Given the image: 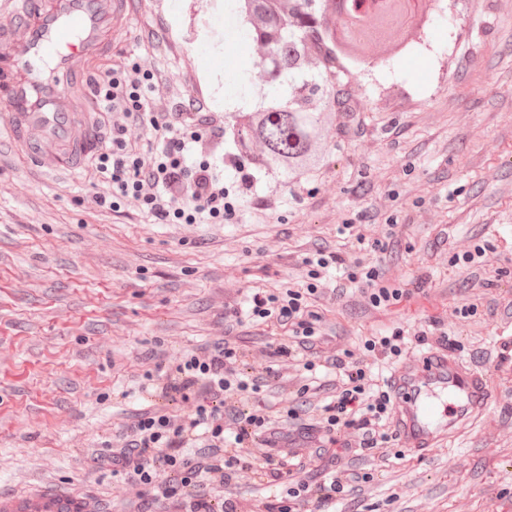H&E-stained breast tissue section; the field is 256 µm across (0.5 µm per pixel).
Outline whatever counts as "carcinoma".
<instances>
[{
  "label": "carcinoma",
  "mask_w": 512,
  "mask_h": 512,
  "mask_svg": "<svg viewBox=\"0 0 512 512\" xmlns=\"http://www.w3.org/2000/svg\"><path fill=\"white\" fill-rule=\"evenodd\" d=\"M238 0L245 37L268 54L253 68L265 84L288 78V91L247 112L224 117L239 158L289 178L320 168L330 151L340 93L331 72L336 52L358 61L384 60L421 28L432 0Z\"/></svg>",
  "instance_id": "cac0c4a2"
}]
</instances>
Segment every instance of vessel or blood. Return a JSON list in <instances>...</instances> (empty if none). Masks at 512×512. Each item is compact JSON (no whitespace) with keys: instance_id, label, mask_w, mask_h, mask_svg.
Instances as JSON below:
<instances>
[{"instance_id":"obj_1","label":"vessel or blood","mask_w":512,"mask_h":512,"mask_svg":"<svg viewBox=\"0 0 512 512\" xmlns=\"http://www.w3.org/2000/svg\"><path fill=\"white\" fill-rule=\"evenodd\" d=\"M140 0H0V131L28 148L48 174L81 167L99 142L89 113L70 87L92 61L112 51ZM393 426L402 445L427 454L449 431L483 415L493 386L488 373L449 351L413 357L390 381ZM94 499L50 484L0 495V512H93Z\"/></svg>"}]
</instances>
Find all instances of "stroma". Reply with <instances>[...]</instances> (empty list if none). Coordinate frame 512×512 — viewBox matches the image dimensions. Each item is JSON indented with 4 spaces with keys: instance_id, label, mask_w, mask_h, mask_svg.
<instances>
[{
    "instance_id": "stroma-1",
    "label": "stroma",
    "mask_w": 512,
    "mask_h": 512,
    "mask_svg": "<svg viewBox=\"0 0 512 512\" xmlns=\"http://www.w3.org/2000/svg\"><path fill=\"white\" fill-rule=\"evenodd\" d=\"M130 62L164 74L156 111L201 92L210 111L252 108L254 58L224 0H143L91 74ZM343 102L326 164L302 180L258 170L251 187L225 168L235 211L221 224H150L135 209L100 211L89 168L47 179L24 149L0 143V494L43 484L99 500L142 488L92 458L146 407L143 376L224 335V311L250 289L304 281L305 253L342 249V224L383 237L388 279H429L389 310L355 289L324 300L321 355L360 353L400 326L448 333L488 372L486 415L427 455L365 450L354 431L335 456L301 444L306 477L372 473L335 512H512V0H454L425 44L389 63L336 68ZM368 98L369 107L359 105ZM490 244L482 263L452 257ZM478 306L463 319L455 309Z\"/></svg>"
}]
</instances>
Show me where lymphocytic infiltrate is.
I'll return each mask as SVG.
<instances>
[{"instance_id":"lymphocytic-infiltrate-1","label":"lymphocytic infiltrate","mask_w":512,"mask_h":512,"mask_svg":"<svg viewBox=\"0 0 512 512\" xmlns=\"http://www.w3.org/2000/svg\"><path fill=\"white\" fill-rule=\"evenodd\" d=\"M153 78L134 65L102 71L93 79L99 121L108 128L91 160L104 184L96 203L116 212L123 202H135L152 224L223 221L232 209L230 191L211 153L224 142V122L208 112L203 98L193 95L174 110L154 111L142 93ZM396 235L391 224L381 240L351 234L347 252L319 248L306 253V283L254 289L246 308L229 310L235 325L274 328L264 376L242 372L245 352L228 335L145 373L148 395L181 401L184 410L177 415L155 408L134 410L121 447L93 458L95 464L111 466L113 473L129 475L151 489L150 498L137 503L133 512H153L157 506L166 512H241L239 500L229 494L222 508H215L210 492L217 485L229 487L242 472L275 487L263 512H324L329 504L353 495L358 483L369 481L368 473L354 472L310 484L295 476L292 460L278 455L276 448L292 425L316 434L325 450L335 447L338 433L347 429L360 431V446L366 450L394 443L392 392L383 386V373L349 351L317 362L313 338L322 321L316 308L322 297L317 282L330 268L343 271L332 289L334 297L354 287L376 309H390L423 291L426 277H416L406 288L387 279L372 259L384 251L385 239ZM282 358L299 362L309 372L322 366L335 374L329 401L308 406L305 388H298L284 422L262 397L265 377L274 376L273 364ZM246 403L251 406L247 412L242 409ZM170 473L179 476V484L167 481Z\"/></svg>"}]
</instances>
